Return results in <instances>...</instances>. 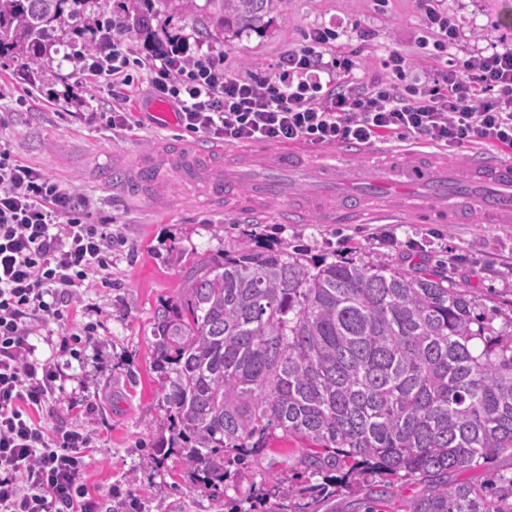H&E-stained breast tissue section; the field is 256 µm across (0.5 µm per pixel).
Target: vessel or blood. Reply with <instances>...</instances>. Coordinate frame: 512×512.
<instances>
[{"label": "vessel or blood", "mask_w": 512, "mask_h": 512, "mask_svg": "<svg viewBox=\"0 0 512 512\" xmlns=\"http://www.w3.org/2000/svg\"><path fill=\"white\" fill-rule=\"evenodd\" d=\"M168 152L180 171L206 181L211 205L236 192L264 199L303 186V202L291 204L283 215L291 224L308 221L315 213L330 221L357 223L367 215L371 199L392 189L417 190L419 214L435 224H468L477 214L491 224L512 223V161L495 156L466 155L443 168L431 167L422 156L377 172L357 186L348 178L350 160L361 152L354 144L339 146L313 164L304 154L289 150L246 158L240 151L206 142L189 148L175 144ZM127 179L138 193L157 195L163 190L149 162L132 161Z\"/></svg>", "instance_id": "vessel-or-blood-1"}]
</instances>
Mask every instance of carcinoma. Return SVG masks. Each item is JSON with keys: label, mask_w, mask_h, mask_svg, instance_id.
<instances>
[{"label": "carcinoma", "mask_w": 512, "mask_h": 512, "mask_svg": "<svg viewBox=\"0 0 512 512\" xmlns=\"http://www.w3.org/2000/svg\"><path fill=\"white\" fill-rule=\"evenodd\" d=\"M203 11L224 31L258 30L284 0H163ZM100 0H0V57L41 73L68 20ZM448 269L386 260L309 264L288 245L243 247L192 263L176 301L152 320L165 414L156 448L180 451L205 486L234 482L275 440L324 482L267 477L266 512H318L375 475L419 487L400 503L390 482L364 512H512V330L495 333Z\"/></svg>", "instance_id": "cac0c4a2"}]
</instances>
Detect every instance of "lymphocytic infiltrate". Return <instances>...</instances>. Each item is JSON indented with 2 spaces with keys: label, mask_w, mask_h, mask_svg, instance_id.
Wrapping results in <instances>:
<instances>
[{
  "label": "lymphocytic infiltrate",
  "mask_w": 512,
  "mask_h": 512,
  "mask_svg": "<svg viewBox=\"0 0 512 512\" xmlns=\"http://www.w3.org/2000/svg\"><path fill=\"white\" fill-rule=\"evenodd\" d=\"M420 4L444 60L438 77L420 86L400 84L412 61L394 49L382 61L392 79L358 82L357 62L335 52L341 33L330 27L313 31L270 73L241 78L211 55L192 56L184 40L132 55L123 38L129 20L118 16L95 24L78 62L111 84L107 123L115 131L133 121L122 101L135 66L185 129L225 144H369L394 135L448 150L467 142L512 149V48L457 62V25L435 0ZM90 209L89 198L0 147V512H102L85 482L88 437L47 430L32 417L50 406L59 374L36 358L31 323L60 320L72 287L110 279L112 234L86 222Z\"/></svg>",
  "instance_id": "f902f5d3"
}]
</instances>
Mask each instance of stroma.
<instances>
[{
  "mask_svg": "<svg viewBox=\"0 0 512 512\" xmlns=\"http://www.w3.org/2000/svg\"><path fill=\"white\" fill-rule=\"evenodd\" d=\"M458 24L457 59H468L488 45L512 46V0H438ZM153 29L189 37L192 47L221 59L234 76L263 74L289 50L306 45L319 28L336 27L340 51L361 64L362 81L388 77L381 58L388 49L414 62L407 80L435 73L438 63L423 47L426 34L419 0H285L264 34L225 33L215 42L193 32L188 18L155 0ZM87 41L70 38L58 45L57 75L35 78L23 61L0 65V86L10 98L0 101V144L49 176L92 196L90 220L111 225L119 244L112 247L109 287L78 288L76 312L63 324L36 326L31 338L38 359L54 358L62 389L44 424H72L94 446L88 471L96 495L112 512H228L230 504L248 506L262 491L264 477L298 469L296 441L274 443L252 468L225 492L200 488L177 455L161 456L154 423L163 416L159 380L153 369L151 323L160 304L176 300L190 264L202 257L230 253L242 243L285 241L309 261L348 256L365 261L382 257L393 265L442 263L453 280L466 284L492 308L496 330L512 312V223L432 224L407 212L376 214L370 224H284L288 198L249 204L230 200L223 209L202 205L203 185L166 170L167 201L156 205L106 187L95 168L136 154L166 149L174 140L194 141L196 133L177 121L150 120L143 109L146 81L136 82L128 104L136 123L115 132L103 123L77 120V113L103 112L111 105L105 81L87 78L69 56L87 49ZM71 339L60 349L59 334Z\"/></svg>",
  "mask_w": 512,
  "mask_h": 512,
  "instance_id": "1",
  "label": "stroma"
}]
</instances>
